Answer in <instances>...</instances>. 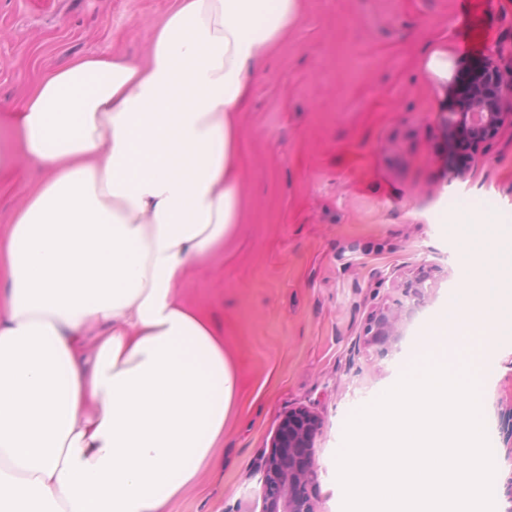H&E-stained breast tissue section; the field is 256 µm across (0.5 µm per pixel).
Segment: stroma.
Wrapping results in <instances>:
<instances>
[{
  "label": "stroma",
  "mask_w": 512,
  "mask_h": 512,
  "mask_svg": "<svg viewBox=\"0 0 512 512\" xmlns=\"http://www.w3.org/2000/svg\"><path fill=\"white\" fill-rule=\"evenodd\" d=\"M170 0H0V231L41 168L15 147L20 102L78 56L146 59ZM472 9L477 44L460 38ZM512 42V0H302L239 123L248 198L223 251L201 260L184 300L224 319L241 392L213 467L171 512H260L262 464L288 410L322 420L317 512H342L336 450L349 415L394 385L427 327L451 313L467 279L461 227L512 226V127L453 177L435 114L441 82L424 47L449 68ZM430 270L420 306L400 319L398 347L371 342V314L402 300ZM484 383L487 415L512 414V334ZM495 512L512 506V433L493 429Z\"/></svg>",
  "instance_id": "35a3bbf8"
}]
</instances>
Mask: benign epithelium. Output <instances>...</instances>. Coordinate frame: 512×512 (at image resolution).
<instances>
[{
  "label": "benign epithelium",
  "instance_id": "benign-epithelium-1",
  "mask_svg": "<svg viewBox=\"0 0 512 512\" xmlns=\"http://www.w3.org/2000/svg\"><path fill=\"white\" fill-rule=\"evenodd\" d=\"M437 124L452 175L465 177L481 146L512 126V52L475 57L456 69ZM402 308L399 302L373 316L378 341L395 335ZM321 425V418L305 407L284 415L264 461L261 512H315L311 489L317 483L314 448Z\"/></svg>",
  "mask_w": 512,
  "mask_h": 512
}]
</instances>
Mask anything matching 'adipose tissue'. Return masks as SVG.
I'll use <instances>...</instances> for the list:
<instances>
[{"label":"adipose tissue","mask_w":512,"mask_h":512,"mask_svg":"<svg viewBox=\"0 0 512 512\" xmlns=\"http://www.w3.org/2000/svg\"><path fill=\"white\" fill-rule=\"evenodd\" d=\"M301 0H171L140 64L43 77L45 172L0 234V512H167L224 445L239 370L179 287L241 219L239 114Z\"/></svg>","instance_id":"1"}]
</instances>
